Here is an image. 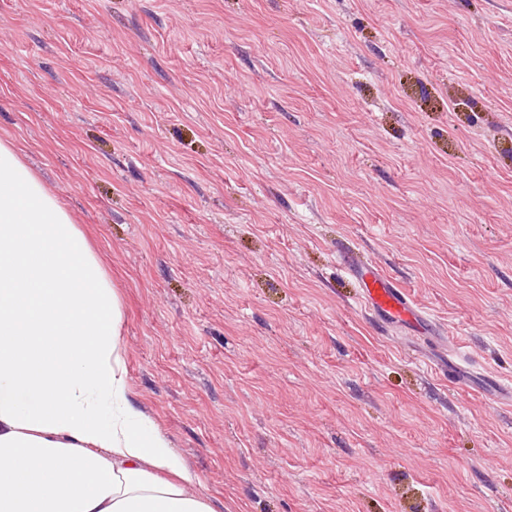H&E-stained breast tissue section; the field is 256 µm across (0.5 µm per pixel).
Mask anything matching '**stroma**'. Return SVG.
<instances>
[{"label": "stroma", "instance_id": "1", "mask_svg": "<svg viewBox=\"0 0 512 512\" xmlns=\"http://www.w3.org/2000/svg\"><path fill=\"white\" fill-rule=\"evenodd\" d=\"M0 139L125 305L218 512H512V0H0ZM342 263L362 288L364 307L376 317L392 322L410 321L435 331L437 325L430 315L417 307L402 288L376 267L349 258H342ZM440 372L448 378V381L457 387H469L470 371L465 360L448 352V368H440Z\"/></svg>", "mask_w": 512, "mask_h": 512}]
</instances>
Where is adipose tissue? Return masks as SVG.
Instances as JSON below:
<instances>
[{"mask_svg":"<svg viewBox=\"0 0 512 512\" xmlns=\"http://www.w3.org/2000/svg\"><path fill=\"white\" fill-rule=\"evenodd\" d=\"M121 296L0 140V512H216L133 399Z\"/></svg>","mask_w":512,"mask_h":512,"instance_id":"1","label":"adipose tissue"}]
</instances>
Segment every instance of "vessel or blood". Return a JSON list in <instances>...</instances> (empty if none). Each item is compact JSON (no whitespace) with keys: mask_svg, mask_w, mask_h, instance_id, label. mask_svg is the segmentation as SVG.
Returning <instances> with one entry per match:
<instances>
[{"mask_svg":"<svg viewBox=\"0 0 512 512\" xmlns=\"http://www.w3.org/2000/svg\"><path fill=\"white\" fill-rule=\"evenodd\" d=\"M343 265L361 288L364 307L376 317L392 322L410 321L434 328L435 323L430 315L417 307L403 289L398 288L376 267L350 259L344 260ZM443 374L450 383L458 387L468 386L470 381L466 362L457 355H449L448 366Z\"/></svg>","mask_w":512,"mask_h":512,"instance_id":"b4317fda","label":"vessel or blood"}]
</instances>
